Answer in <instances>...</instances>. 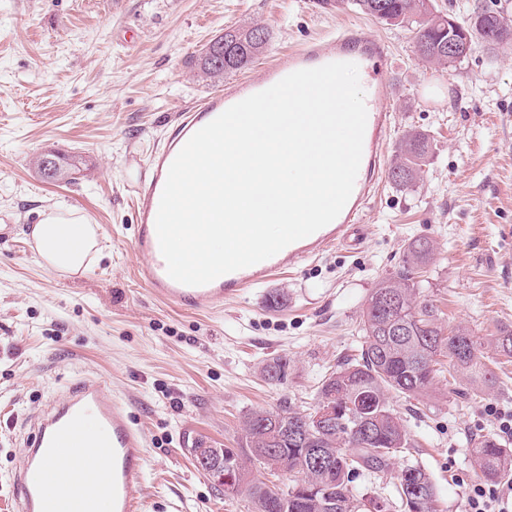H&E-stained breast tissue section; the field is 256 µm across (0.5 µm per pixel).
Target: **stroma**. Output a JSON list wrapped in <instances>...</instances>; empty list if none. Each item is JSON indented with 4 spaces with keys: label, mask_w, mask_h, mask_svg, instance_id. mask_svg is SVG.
Listing matches in <instances>:
<instances>
[{
    "label": "stroma",
    "mask_w": 512,
    "mask_h": 512,
    "mask_svg": "<svg viewBox=\"0 0 512 512\" xmlns=\"http://www.w3.org/2000/svg\"><path fill=\"white\" fill-rule=\"evenodd\" d=\"M356 25L392 52L384 105L391 144L417 130L431 142L416 183L384 182L361 217L363 243L336 248L246 290L219 310H185L136 276L130 187L177 112L221 91L201 77L203 48L225 29L261 26L278 51ZM74 157L70 183L43 178L36 154ZM58 204L97 224L100 255L82 273L46 269L30 230ZM432 242L422 291L443 326L487 338L512 325V43L477 47L452 67L421 60L410 25H387L349 0H0V512L6 479L35 417L76 376L104 378L148 434L143 512H247L226 499L186 446L236 448L246 415L282 397L308 408L323 374L357 354L377 281L398 270L410 241ZM288 360L279 383L264 364ZM493 391L461 399L438 386L426 416L393 404L415 442L389 471L361 472L362 503L400 512L398 475L420 464L441 512H466L478 476L467 442L499 436L512 413V359L497 357Z\"/></svg>",
    "instance_id": "1"
}]
</instances>
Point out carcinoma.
<instances>
[{"label":"carcinoma","mask_w":512,"mask_h":512,"mask_svg":"<svg viewBox=\"0 0 512 512\" xmlns=\"http://www.w3.org/2000/svg\"><path fill=\"white\" fill-rule=\"evenodd\" d=\"M362 13L385 23H416V54L440 64L448 56V21L432 15V0H352ZM478 12L498 22L496 39L512 40V20L489 8ZM224 68L212 70L199 62L202 75L219 80L260 54L267 44L261 26L224 31ZM429 138L410 131L400 141L389 178L396 186L415 182L426 166ZM426 238L413 240L403 251L400 268L372 288L361 318L363 342L359 354L324 375L315 403L334 398L354 403L366 395L372 404L359 416L336 418L325 433L305 427V410L286 401L278 408L255 409L244 420L239 448H195L204 470H239L241 493L248 512H360L362 503L351 483L363 470L383 472L391 460L414 447L409 431L390 399L402 396L426 406L437 393L445 371L468 382L462 396H476L494 388L495 373L486 363V351L512 358V327L502 326L482 340L468 329L441 325L440 311L421 295L419 277L434 260ZM471 460L478 476L495 480L512 472V448L483 436L474 442ZM401 512H438L434 483L419 466L402 470L398 487Z\"/></svg>","instance_id":"obj_1"}]
</instances>
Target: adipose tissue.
Listing matches in <instances>:
<instances>
[{
    "mask_svg": "<svg viewBox=\"0 0 512 512\" xmlns=\"http://www.w3.org/2000/svg\"><path fill=\"white\" fill-rule=\"evenodd\" d=\"M33 247L49 270L80 273L98 253V231L73 206L59 205L43 212L31 229Z\"/></svg>",
    "mask_w": 512,
    "mask_h": 512,
    "instance_id": "1",
    "label": "adipose tissue"
}]
</instances>
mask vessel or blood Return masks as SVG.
I'll list each match as a JSON object with an SVG mask.
<instances>
[{"instance_id":"b4317fda","label":"vessel or blood","mask_w":512,"mask_h":512,"mask_svg":"<svg viewBox=\"0 0 512 512\" xmlns=\"http://www.w3.org/2000/svg\"><path fill=\"white\" fill-rule=\"evenodd\" d=\"M332 62L355 63L366 80L367 123L363 154L353 192L339 216L315 233L293 242L276 255L200 286L172 279L160 246L156 216L169 168L189 138L233 104L261 92L292 72ZM387 45L365 36L358 27L317 38L301 47L276 54L261 72L249 79H230L220 94L204 99L198 111H184L165 145L150 162L148 180L139 182L133 195L138 219L133 246L144 261L139 280L151 292L172 304L189 309L223 307L225 300L245 289L271 281L277 274L299 267L323 251L356 247L362 241L360 218L368 206L385 157L392 115L382 104L390 71ZM93 413L101 435L86 436L81 421ZM146 433L133 419L127 403L112 392L101 377L76 378L62 401L51 404L37 416L26 437L18 465L10 476L16 512H142L140 491L144 482ZM65 461L74 469L75 493L55 497L48 493L44 475L51 462Z\"/></svg>"}]
</instances>
